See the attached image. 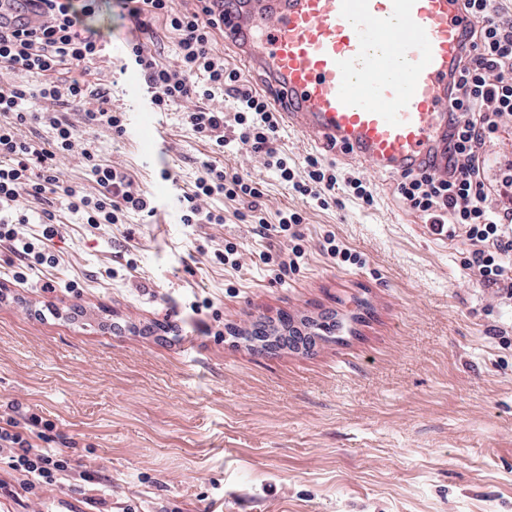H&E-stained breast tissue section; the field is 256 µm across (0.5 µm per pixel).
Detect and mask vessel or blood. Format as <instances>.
I'll list each match as a JSON object with an SVG mask.
<instances>
[{
	"instance_id": "obj_1",
	"label": "vessel or blood",
	"mask_w": 512,
	"mask_h": 512,
	"mask_svg": "<svg viewBox=\"0 0 512 512\" xmlns=\"http://www.w3.org/2000/svg\"><path fill=\"white\" fill-rule=\"evenodd\" d=\"M215 10L286 128L384 171L430 161L447 175L448 78L473 23L453 0H217ZM42 21L30 0H0L1 25Z\"/></svg>"
}]
</instances>
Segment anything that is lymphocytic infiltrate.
Listing matches in <instances>:
<instances>
[{
    "mask_svg": "<svg viewBox=\"0 0 512 512\" xmlns=\"http://www.w3.org/2000/svg\"><path fill=\"white\" fill-rule=\"evenodd\" d=\"M96 0H38L46 17L42 27L14 29L0 26V70L16 75V82L0 84V243L22 259L34 254L32 242L19 238L11 208L23 196L50 193L66 202L71 212L88 224H117L125 213L154 214V200L135 187L124 172L99 162L84 132L126 131V113L107 105L105 93L91 83L56 80L63 67H78L103 52L101 35L87 17ZM124 18L136 30L148 32L155 20H164L177 37L178 69L161 64L137 40L128 42L125 59L136 70L150 96L152 111L183 109L194 131L224 148L234 141L251 144L264 153L266 166L302 203L326 209L336 192L348 189L365 204H373L374 189L357 172L337 173L332 162L307 155L289 161L279 146L280 121L274 105L257 90L242 69L226 64L215 49L212 0H197L196 10L179 9L175 0H119ZM477 21L465 29L462 56L448 82V99L459 111L448 121L447 176L430 166L403 173L397 192L409 209L425 220L463 232L468 248L463 269L480 287L512 299V197L494 202L485 182V145L512 119V13L500 0H461ZM31 74L42 76L39 86L25 84ZM232 99L230 111L214 105ZM50 127L52 139L35 149L22 138L21 126ZM81 155L96 184L94 194L81 193L61 178L70 156ZM263 192L249 176L211 162L204 163L192 188L179 199L185 224H220L223 214L205 208L215 197L247 201L256 235L276 240L288 253L289 267H297L305 251L301 209L281 212L269 224L259 203ZM54 425L16 409L0 420V461L11 472L0 478V496L17 501L55 483L74 466L67 448L50 447Z\"/></svg>",
    "mask_w": 512,
    "mask_h": 512,
    "instance_id": "obj_1",
    "label": "lymphocytic infiltrate"
}]
</instances>
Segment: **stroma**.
<instances>
[{
	"label": "stroma",
	"instance_id": "obj_1",
	"mask_svg": "<svg viewBox=\"0 0 512 512\" xmlns=\"http://www.w3.org/2000/svg\"><path fill=\"white\" fill-rule=\"evenodd\" d=\"M91 22L111 58L59 77L100 82L128 111L124 135L89 139L156 213L81 224L54 195L20 198L16 230L45 259L0 245V417L19 403L54 423L77 465L6 512H91L88 475L112 512H512V300L466 277L464 239L427 234L396 175L285 132L289 158H326L375 189L370 206L344 193L300 205L250 146L220 152L181 113L141 112L119 72L128 21L98 0ZM206 160L262 182L269 223L303 206L297 268L279 271L245 202L215 199L217 225L181 223L158 188L190 187ZM330 232L358 263L322 252ZM283 312L344 328L273 355L230 333Z\"/></svg>",
	"mask_w": 512,
	"mask_h": 512
}]
</instances>
